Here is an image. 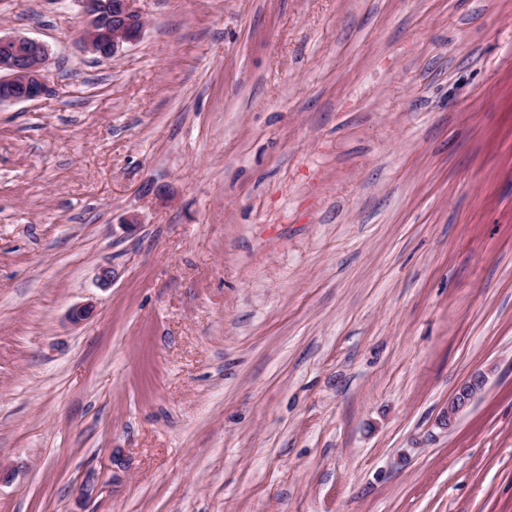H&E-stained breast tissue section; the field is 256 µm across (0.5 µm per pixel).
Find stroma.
<instances>
[{
    "instance_id": "35a3bbf8",
    "label": "stroma",
    "mask_w": 512,
    "mask_h": 512,
    "mask_svg": "<svg viewBox=\"0 0 512 512\" xmlns=\"http://www.w3.org/2000/svg\"><path fill=\"white\" fill-rule=\"evenodd\" d=\"M138 6L0 0V512H512V0ZM85 17L80 39L84 53L111 60L123 49L140 40L146 22L137 3L139 0H76ZM50 53L47 45L19 32L0 28V105L49 95ZM485 382L486 378L481 373L473 374L465 380L448 398V405L439 417V424L448 430L451 429L459 414L483 390Z\"/></svg>"
}]
</instances>
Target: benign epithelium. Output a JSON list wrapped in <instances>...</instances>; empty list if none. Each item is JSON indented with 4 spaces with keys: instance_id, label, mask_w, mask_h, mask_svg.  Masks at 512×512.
<instances>
[{
    "instance_id": "1",
    "label": "benign epithelium",
    "mask_w": 512,
    "mask_h": 512,
    "mask_svg": "<svg viewBox=\"0 0 512 512\" xmlns=\"http://www.w3.org/2000/svg\"><path fill=\"white\" fill-rule=\"evenodd\" d=\"M139 0H76L85 17L80 39L83 52L111 60L123 49L140 40L146 22ZM50 53L47 45L19 32L0 28V105L37 100L49 94ZM483 374L471 375L448 398L439 424L451 429L459 414L485 386Z\"/></svg>"
}]
</instances>
